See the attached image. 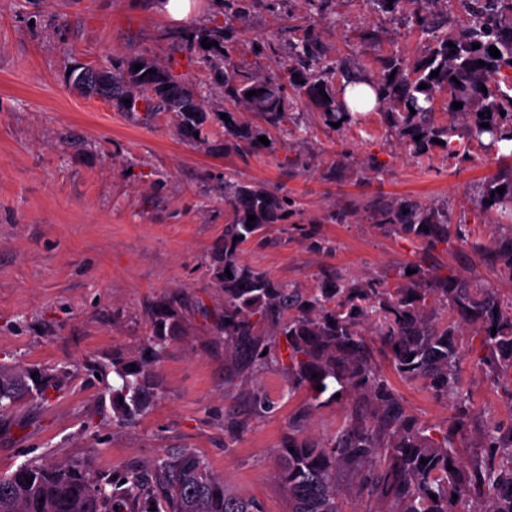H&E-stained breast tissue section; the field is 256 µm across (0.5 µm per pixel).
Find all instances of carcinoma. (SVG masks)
I'll return each mask as SVG.
<instances>
[{
    "instance_id": "carcinoma-1",
    "label": "carcinoma",
    "mask_w": 512,
    "mask_h": 512,
    "mask_svg": "<svg viewBox=\"0 0 512 512\" xmlns=\"http://www.w3.org/2000/svg\"><path fill=\"white\" fill-rule=\"evenodd\" d=\"M410 1L415 4L412 23L427 39L426 55L412 64L397 52L381 60L379 74L371 78L375 110L415 152L426 153L438 139L455 156L461 150L454 143L456 127L432 119L436 97L446 93L448 112L466 122L468 140L490 150L512 143V0H458L467 21L451 32L448 16L430 11L429 0L369 3L374 11L393 15ZM217 2L224 6V25L191 32L187 42L199 49L211 79L224 89L229 118L224 136L240 156L262 149L258 137L280 128L294 104L314 107L326 126L360 121L361 113L346 111L336 99V85L360 73L343 58L325 59L315 25L289 42L288 61L279 71L263 72L233 59L237 32L231 20L246 13L249 4ZM205 37L218 46L204 48ZM492 46L500 57L490 55ZM480 60L485 65H478ZM136 64L142 68L134 69ZM436 70L438 76H431ZM110 79L112 97L130 100L128 109L143 103L151 111L170 112L183 138H205L211 115L198 93L155 59L128 56L112 65ZM252 90L256 94L246 96ZM455 102L462 107L453 108ZM237 107L254 120H239L233 112ZM486 122L489 127H482ZM483 199L487 207L512 218V166L492 176ZM292 205L286 194L224 180L228 221L224 248L213 255L224 296L216 331L237 370L283 364L291 390L306 393L278 448V478L292 512H340L336 475L341 472L355 476L359 490L388 505V512H512V423L486 421L481 453L471 460L458 446L470 405L460 365L473 354L491 376L512 372V311L502 308L495 289L456 276L437 278L420 265L410 266V275L400 272L392 288L379 281L328 275L307 291L244 264L243 246L264 245L270 228L288 220ZM250 215L256 216L251 223ZM381 218L430 245L453 234L478 258L512 278V234L485 248L471 230L451 227L444 211L414 199L392 202L382 209ZM150 318L149 352L155 344L185 335L184 315L174 299L154 304ZM368 320L377 325L381 355L400 377L422 380L454 403L456 415L448 428L427 425L407 412L373 361L364 327ZM467 328L472 330L471 344L465 347L459 336ZM151 367L146 356L112 359L115 421L130 424L149 410L159 389ZM63 382L64 374H49L35 365H0V408L26 399L46 402L48 391L58 390ZM318 385L322 390H316ZM337 394L342 400L365 402L369 416H351L322 441L307 435L304 420L323 405L322 397L333 402ZM129 501L136 512H264L257 500L232 493L224 477L214 474L191 448L158 460L150 474L131 470L112 478L110 491L85 463H25L0 476V512H124Z\"/></svg>"
}]
</instances>
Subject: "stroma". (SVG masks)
<instances>
[{
  "label": "stroma",
  "instance_id": "stroma-1",
  "mask_svg": "<svg viewBox=\"0 0 512 512\" xmlns=\"http://www.w3.org/2000/svg\"><path fill=\"white\" fill-rule=\"evenodd\" d=\"M307 0H276L236 19L234 57L278 69L290 27L305 24ZM332 21L317 29L328 58L347 57L373 75L383 56L419 60L425 41L405 17L371 12L366 0H332ZM216 0H195L185 28L153 12L149 0H0V364H31L67 379L48 403L0 410V475L28 461L90 463L111 479L146 472L161 456L193 449L237 493L264 512H290L277 477V450L305 393H289L281 368L235 375L214 317L223 305L212 256L224 243V178L287 192L294 213L271 228L264 247L244 246L242 261L271 278L316 287L321 273L395 284L411 265L439 276L461 273L495 288L512 306V278L482 262L457 239L429 247L381 223L380 210L403 197L446 208L449 224L474 228L482 243L512 233V224L482 201L500 165L470 143L466 156L436 146L413 153L379 112L335 131L318 112L297 105L268 145L241 158L212 122L207 140L178 136L166 112L129 111L86 96L71 71L152 56L194 86L211 112L224 109L185 32L223 25ZM375 39L363 41V32ZM274 52L257 58L255 41ZM316 224L327 250L299 231ZM184 300L187 334L155 346L157 400L135 424L113 421L102 378L117 357L139 356L148 343L150 307L170 295ZM461 375L471 393L465 456L480 450L486 419L512 422V374L487 377L473 360ZM408 412L447 427L449 400L423 382L390 375ZM261 388L272 412L254 408ZM245 429L224 445L228 420Z\"/></svg>",
  "mask_w": 512,
  "mask_h": 512
}]
</instances>
